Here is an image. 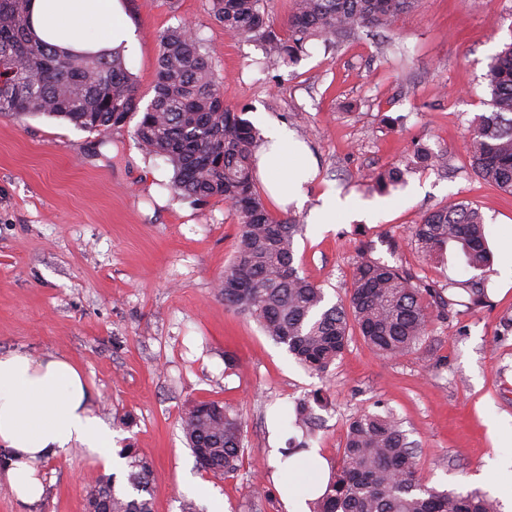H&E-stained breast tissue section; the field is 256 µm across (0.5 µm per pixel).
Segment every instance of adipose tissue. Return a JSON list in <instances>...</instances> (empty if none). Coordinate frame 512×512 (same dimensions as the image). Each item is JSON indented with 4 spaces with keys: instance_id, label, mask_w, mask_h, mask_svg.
Returning a JSON list of instances; mask_svg holds the SVG:
<instances>
[{
    "instance_id": "1",
    "label": "adipose tissue",
    "mask_w": 512,
    "mask_h": 512,
    "mask_svg": "<svg viewBox=\"0 0 512 512\" xmlns=\"http://www.w3.org/2000/svg\"><path fill=\"white\" fill-rule=\"evenodd\" d=\"M28 11L35 36L63 50L97 52L129 38L121 0H29ZM266 138L257 153L260 168L276 171L277 191L301 196L303 179L315 178V169L297 174L294 144L280 127H269ZM77 446L112 460V432L92 408L76 366L54 355H0V447L12 454L4 478L16 498L37 502L41 463ZM325 486V463L316 451L294 455L281 489L287 512H310L309 500Z\"/></svg>"
}]
</instances>
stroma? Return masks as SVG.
Instances as JSON below:
<instances>
[{
    "instance_id": "35a3bbf8",
    "label": "stroma",
    "mask_w": 512,
    "mask_h": 512,
    "mask_svg": "<svg viewBox=\"0 0 512 512\" xmlns=\"http://www.w3.org/2000/svg\"><path fill=\"white\" fill-rule=\"evenodd\" d=\"M121 3L134 34L122 54L143 101L154 94L160 35L185 23L225 104L255 128L275 122L306 144L318 175L304 204L269 203L304 226L294 245L302 276L338 300L367 248L453 304L413 353L384 358L356 336L327 375L312 374L225 308L217 285L236 250L237 218L223 200L177 196L171 165L141 148L134 122L103 136L43 115H0V355L71 360L122 460L111 469L70 449L43 463L35 505L1 481L0 512H83L102 477L127 489L130 450L151 465V512H182L187 500L206 512L214 496L224 512H286L271 449L293 438L339 469L346 421L364 411L401 421L427 485L500 498L512 481V195L475 175L466 140L491 110L484 75L512 40V0H417L390 29L332 50L313 41L296 64L265 70L256 42L225 35L212 0ZM418 142L447 148L444 166L414 171L396 190L364 187ZM329 193L338 200L332 223H310ZM462 200L485 217L493 260L481 271L459 245L432 262L410 243L427 210ZM472 279L487 303L469 309L461 286ZM304 399L308 426L296 420ZM202 400L245 424L232 474L203 471L186 445L182 417ZM254 483L265 497L251 495Z\"/></svg>"
}]
</instances>
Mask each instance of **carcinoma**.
Listing matches in <instances>:
<instances>
[{"instance_id": "cac0c4a2", "label": "carcinoma", "mask_w": 512, "mask_h": 512, "mask_svg": "<svg viewBox=\"0 0 512 512\" xmlns=\"http://www.w3.org/2000/svg\"><path fill=\"white\" fill-rule=\"evenodd\" d=\"M29 0H0V115H44L105 134L140 115L134 135L149 154L173 167L171 189L203 201L219 197L240 224L233 259L219 284L224 306L254 320L285 346L299 364L325 374L343 355L357 331L377 354L398 358L418 349L431 332L433 309H444V289L416 285L401 268L366 255L357 262L345 298L331 304L322 288L294 265L300 225L268 208L256 186L253 155L259 131L224 104L223 88L208 53L188 25L161 35L154 95L145 107L117 49L97 53L59 51L30 30ZM417 0H293L288 34L275 32L263 0H212L224 33L258 42L266 66L291 65L306 44L344 42L365 28L390 29ZM484 80L490 115L470 126L467 153L475 174L512 195V42L504 44ZM446 151L421 143L402 165L373 173L380 190L404 183L414 169H438ZM411 242L426 257L456 243L470 268L489 264L484 218L465 201L426 212L412 226ZM183 433L198 465L214 474L237 470L244 452L241 418L215 401L194 403ZM129 483L148 492L150 464L129 455ZM85 512H151L145 498L116 491L115 480L100 481ZM313 512H499L498 501L479 491L439 490L422 482L414 443L393 415L368 412L348 423L342 466L330 477Z\"/></svg>"}]
</instances>
